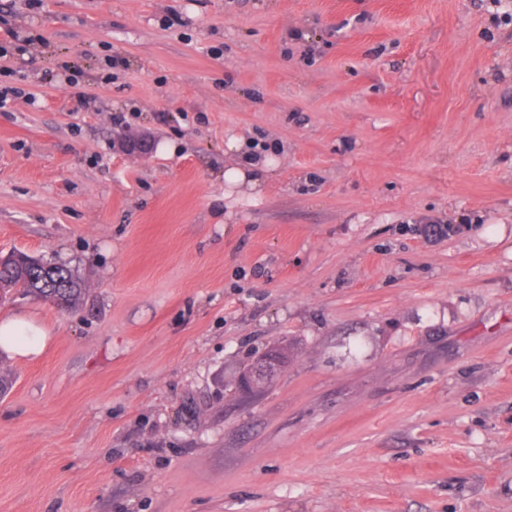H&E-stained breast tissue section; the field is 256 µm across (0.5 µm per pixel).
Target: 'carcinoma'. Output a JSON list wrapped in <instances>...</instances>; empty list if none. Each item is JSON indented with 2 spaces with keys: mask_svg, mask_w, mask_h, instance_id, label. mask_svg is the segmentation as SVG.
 <instances>
[{
  "mask_svg": "<svg viewBox=\"0 0 512 512\" xmlns=\"http://www.w3.org/2000/svg\"><path fill=\"white\" fill-rule=\"evenodd\" d=\"M14 288L61 310L77 307L86 292L83 280L69 267L21 251L0 256V289L7 294Z\"/></svg>",
  "mask_w": 512,
  "mask_h": 512,
  "instance_id": "cac0c4a2",
  "label": "carcinoma"
}]
</instances>
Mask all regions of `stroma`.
Here are the masks:
<instances>
[{
    "instance_id": "stroma-1",
    "label": "stroma",
    "mask_w": 512,
    "mask_h": 512,
    "mask_svg": "<svg viewBox=\"0 0 512 512\" xmlns=\"http://www.w3.org/2000/svg\"><path fill=\"white\" fill-rule=\"evenodd\" d=\"M7 28L0 253L87 292L0 303L48 333L0 356V512H512V0H0ZM233 138L261 194L225 197ZM280 356L277 353H270L258 361L253 367L239 377V385L245 391L254 390L260 387L272 375L279 365Z\"/></svg>"
}]
</instances>
